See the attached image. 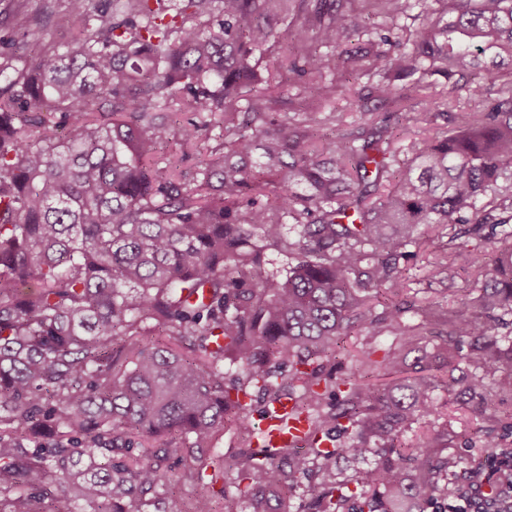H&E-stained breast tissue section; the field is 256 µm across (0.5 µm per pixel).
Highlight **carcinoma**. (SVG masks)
Returning a JSON list of instances; mask_svg holds the SVG:
<instances>
[{
	"instance_id": "1",
	"label": "carcinoma",
	"mask_w": 512,
	"mask_h": 512,
	"mask_svg": "<svg viewBox=\"0 0 512 512\" xmlns=\"http://www.w3.org/2000/svg\"><path fill=\"white\" fill-rule=\"evenodd\" d=\"M67 2L90 37L0 66V512H151L173 451L205 491L197 512L214 494L223 512H268L307 475L300 449L251 448L230 481L222 460L193 463L225 427L257 438L255 404L288 400L311 444L342 428V451L377 456L311 512H425L459 465L434 439L401 442L438 412L435 379L373 373L401 372L430 336L450 365L477 341L462 397L512 375L491 325L512 314V0ZM49 17L17 12L15 29ZM273 46L320 104L368 77L357 119L293 111ZM439 119L453 128L421 134ZM270 251L295 264L267 273ZM421 254L430 283L464 257L477 299L402 300ZM356 330L392 347L325 372ZM342 451L314 449L328 474Z\"/></svg>"
}]
</instances>
